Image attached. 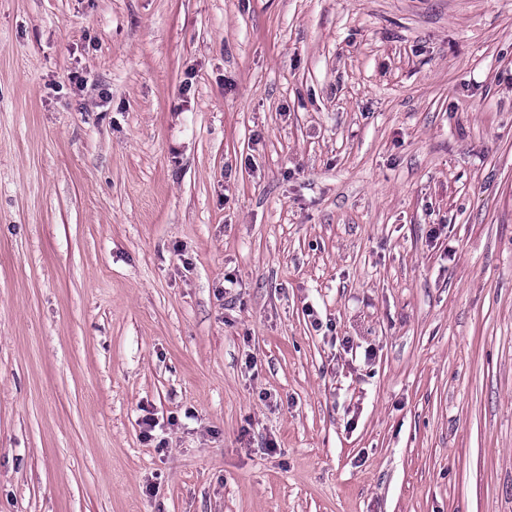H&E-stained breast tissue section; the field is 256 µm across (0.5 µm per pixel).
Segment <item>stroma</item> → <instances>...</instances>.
I'll list each match as a JSON object with an SVG mask.
<instances>
[{
	"mask_svg": "<svg viewBox=\"0 0 512 512\" xmlns=\"http://www.w3.org/2000/svg\"><path fill=\"white\" fill-rule=\"evenodd\" d=\"M0 512H512V0H0Z\"/></svg>",
	"mask_w": 512,
	"mask_h": 512,
	"instance_id": "obj_1",
	"label": "stroma"
}]
</instances>
